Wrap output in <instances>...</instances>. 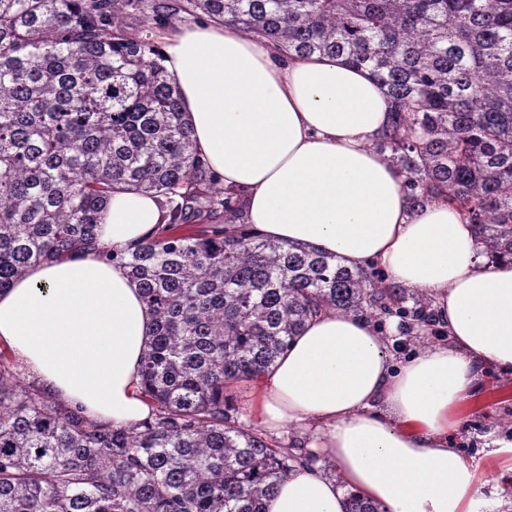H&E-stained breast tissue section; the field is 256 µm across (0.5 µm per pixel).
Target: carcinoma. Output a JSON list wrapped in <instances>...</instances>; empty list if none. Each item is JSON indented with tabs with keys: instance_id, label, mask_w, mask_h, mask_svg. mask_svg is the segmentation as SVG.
Here are the masks:
<instances>
[{
	"instance_id": "1",
	"label": "carcinoma",
	"mask_w": 512,
	"mask_h": 512,
	"mask_svg": "<svg viewBox=\"0 0 512 512\" xmlns=\"http://www.w3.org/2000/svg\"><path fill=\"white\" fill-rule=\"evenodd\" d=\"M286 58L342 57L385 91L373 148L418 205L440 200L512 263V0H186ZM147 23L128 34L121 15ZM164 0H0V290L88 251L123 266L151 318L140 386L153 411L97 421L0 363V512H263L311 463L234 419L227 390L260 377L313 315L432 326L429 298L307 244L249 228L214 187L151 34ZM159 198L164 223L101 245L112 193ZM412 301V306L405 303ZM345 512H385L355 492Z\"/></svg>"
}]
</instances>
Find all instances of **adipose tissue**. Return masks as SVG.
<instances>
[{
	"mask_svg": "<svg viewBox=\"0 0 512 512\" xmlns=\"http://www.w3.org/2000/svg\"><path fill=\"white\" fill-rule=\"evenodd\" d=\"M164 66L246 223L352 268L379 265L391 284L430 298L445 334L398 364L365 317L308 321L252 382L245 415L276 436L295 428L331 467L294 471L265 512H344L350 488L385 512H481V487L512 465V437L487 441L481 464L451 441L482 369L512 376V264L490 263L447 204L410 205L401 175L371 147L388 103L367 71L340 57L288 60L214 22L165 36ZM162 221L156 197L119 191L99 238L124 249ZM150 324L137 283L91 255L32 267L0 291V349L46 391L116 426L151 412L138 387Z\"/></svg>",
	"mask_w": 512,
	"mask_h": 512,
	"instance_id": "1",
	"label": "adipose tissue"
}]
</instances>
